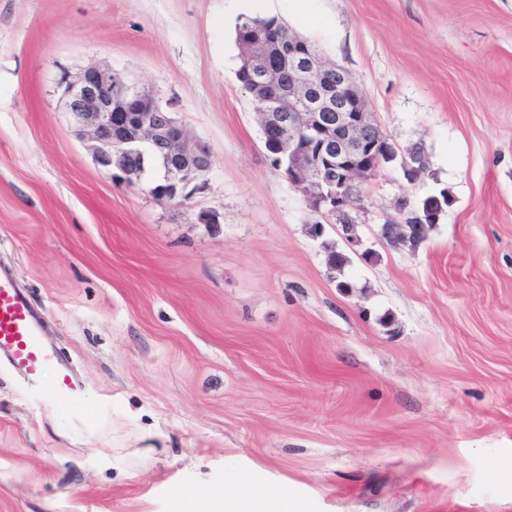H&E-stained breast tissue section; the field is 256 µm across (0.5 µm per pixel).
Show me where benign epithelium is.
<instances>
[{"instance_id": "7a95c632", "label": "benign epithelium", "mask_w": 512, "mask_h": 512, "mask_svg": "<svg viewBox=\"0 0 512 512\" xmlns=\"http://www.w3.org/2000/svg\"><path fill=\"white\" fill-rule=\"evenodd\" d=\"M246 48L241 63L248 71L262 59L288 55V99L257 97L268 157L295 187L310 192L315 210L336 217L350 245L359 244L353 212L361 183L396 158L364 92L347 70L327 63L298 36L267 42L258 35ZM118 75L92 65L61 81L66 110L97 163L128 182L156 172L149 191L163 201L186 199L204 189L202 177L212 165L208 146L189 140L173 113L145 97L137 85L124 79L116 93ZM402 170L408 181H416L424 170L421 155L409 154ZM381 235L409 241L407 221L382 225Z\"/></svg>"}]
</instances>
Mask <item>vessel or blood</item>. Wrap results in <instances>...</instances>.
I'll return each instance as SVG.
<instances>
[{"instance_id":"vessel-or-blood-1","label":"vessel or blood","mask_w":512,"mask_h":512,"mask_svg":"<svg viewBox=\"0 0 512 512\" xmlns=\"http://www.w3.org/2000/svg\"><path fill=\"white\" fill-rule=\"evenodd\" d=\"M9 358L51 403L82 405L83 388L68 363L41 339L28 297L14 276L0 271V355Z\"/></svg>"}]
</instances>
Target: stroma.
<instances>
[{"instance_id": "35a3bbf8", "label": "stroma", "mask_w": 512, "mask_h": 512, "mask_svg": "<svg viewBox=\"0 0 512 512\" xmlns=\"http://www.w3.org/2000/svg\"><path fill=\"white\" fill-rule=\"evenodd\" d=\"M271 16L398 156L359 246L271 165L236 80L237 25ZM90 65L208 145L201 192L96 163L60 88ZM442 191L424 240L380 237ZM4 268L85 402L0 360V512H183L237 477L295 512H512V0H0Z\"/></svg>"}]
</instances>
